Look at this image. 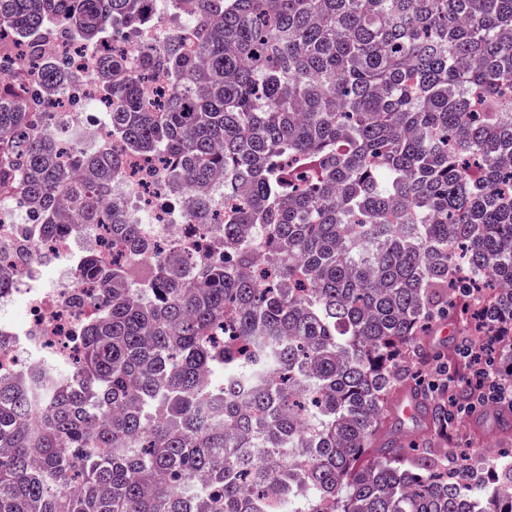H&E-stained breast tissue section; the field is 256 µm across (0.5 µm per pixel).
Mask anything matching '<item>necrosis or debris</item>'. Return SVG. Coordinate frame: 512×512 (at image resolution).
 <instances>
[{
  "mask_svg": "<svg viewBox=\"0 0 512 512\" xmlns=\"http://www.w3.org/2000/svg\"><path fill=\"white\" fill-rule=\"evenodd\" d=\"M175 33L185 38L190 35L180 16L159 9L152 27L125 33L104 52L129 56L138 47ZM46 50L84 76L83 82L71 85L59 98L68 125L79 129L84 140L123 150V143L112 136L105 113L92 117L85 113L87 102L105 96L95 76L94 54L61 38L48 41ZM127 159L128 171L114 181L109 198L115 217L139 224L142 235L158 246L162 256L195 246L196 233L188 223L190 193H182L177 204L166 205L172 188L165 172L155 166L152 157L131 152ZM124 252L108 224H67L46 236L41 225L17 223L11 210L0 211V269L9 274L7 287L0 289V333L6 336L0 371L22 375L71 362L84 325L98 315L97 300L102 295L98 284L81 278L79 263L86 258L108 263ZM75 293L87 298L78 309L70 303ZM19 303L24 306L25 320L17 325L11 314Z\"/></svg>",
  "mask_w": 512,
  "mask_h": 512,
  "instance_id": "4bbe7bcc",
  "label": "necrosis or debris"
}]
</instances>
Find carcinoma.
Instances as JSON below:
<instances>
[{
    "mask_svg": "<svg viewBox=\"0 0 512 512\" xmlns=\"http://www.w3.org/2000/svg\"><path fill=\"white\" fill-rule=\"evenodd\" d=\"M96 61L112 135L173 186L224 174L191 223L209 251L157 257L102 199L125 154L83 151L46 54L0 64V208L112 224L125 258L66 373H0V512H512V461L382 438L396 390L449 316L512 335V0H0V37ZM448 439V385L414 388Z\"/></svg>",
    "mask_w": 512,
    "mask_h": 512,
    "instance_id": "1",
    "label": "carcinoma"
}]
</instances>
